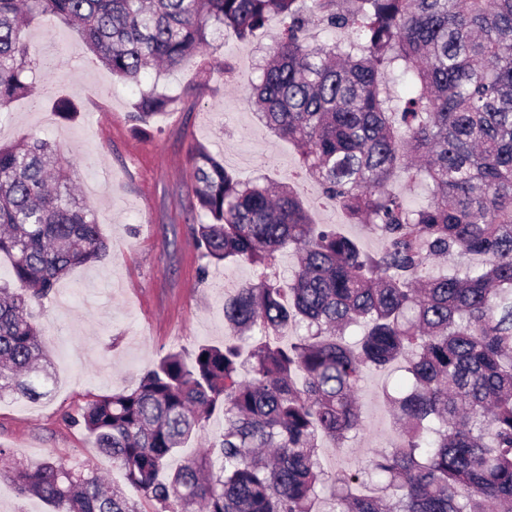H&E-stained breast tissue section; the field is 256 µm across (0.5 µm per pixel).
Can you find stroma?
<instances>
[{"label": "stroma", "instance_id": "obj_1", "mask_svg": "<svg viewBox=\"0 0 512 512\" xmlns=\"http://www.w3.org/2000/svg\"><path fill=\"white\" fill-rule=\"evenodd\" d=\"M282 23L271 19L248 41L232 34L216 39L209 70L192 63L176 71L145 70L140 84H127L97 62L73 29L35 20L27 29L42 61L30 95L0 116V144L37 136L58 146L72 164L80 195L93 208L109 245L99 262L73 269L36 312L56 375L50 396L0 398V445L16 461L45 458L91 464L112 485L126 488L111 457L92 448L85 431L72 425L86 402L135 387L140 375L171 350L193 351L220 344L224 295L252 281L251 266L225 263L208 281L188 225L192 180L188 152L206 146L243 179L292 182L298 152L263 127L250 102L254 81L249 57L263 59ZM192 95H185L186 87ZM156 89L176 100L158 121L135 130L128 114L141 92ZM66 98L80 109L66 121L54 111ZM312 223L340 225L369 252L379 237L347 221L342 211L316 201L313 180L300 186ZM399 364L367 373L357 393L362 426L343 448L323 443L328 474L364 473L369 460L391 448L398 432L382 398L385 384L401 381Z\"/></svg>", "mask_w": 512, "mask_h": 512}]
</instances>
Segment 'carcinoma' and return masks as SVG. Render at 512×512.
I'll return each instance as SVG.
<instances>
[{"instance_id":"obj_1","label":"carcinoma","mask_w":512,"mask_h":512,"mask_svg":"<svg viewBox=\"0 0 512 512\" xmlns=\"http://www.w3.org/2000/svg\"><path fill=\"white\" fill-rule=\"evenodd\" d=\"M274 16L284 29L251 89L260 118L381 249L311 223L292 187L245 182L196 146L206 220L189 232L202 278L225 262L257 271L224 300L232 336L188 359L166 353L71 422L153 512H512V0H0V112L31 90L26 28L37 18L76 29L137 83L153 64H203L225 30L245 40ZM315 21L348 37L312 45ZM172 103L143 91L128 119L146 125ZM399 176L423 185L425 203L387 190ZM73 177L39 137L0 145V256L12 277L0 284V396L51 393L34 306L107 255ZM289 246L300 257L283 279L272 269ZM455 256L476 262L427 272ZM352 327L363 329L354 345ZM398 362L408 388L384 397L399 441L371 460L388 482L336 478L322 506L319 442L339 448L360 429L364 374ZM216 411L219 439L168 468ZM5 474L51 512H142L88 465L47 458Z\"/></svg>"}]
</instances>
